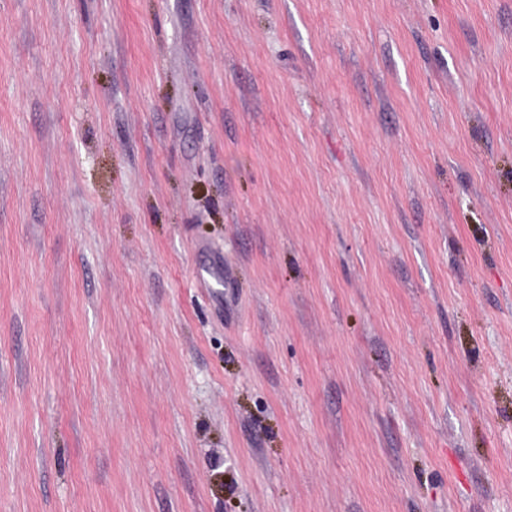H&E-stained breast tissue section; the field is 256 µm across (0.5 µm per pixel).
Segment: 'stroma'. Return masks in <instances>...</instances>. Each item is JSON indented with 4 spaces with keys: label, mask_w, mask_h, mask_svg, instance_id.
I'll use <instances>...</instances> for the list:
<instances>
[{
    "label": "stroma",
    "mask_w": 512,
    "mask_h": 512,
    "mask_svg": "<svg viewBox=\"0 0 512 512\" xmlns=\"http://www.w3.org/2000/svg\"><path fill=\"white\" fill-rule=\"evenodd\" d=\"M0 512H512V0H0Z\"/></svg>",
    "instance_id": "35a3bbf8"
}]
</instances>
